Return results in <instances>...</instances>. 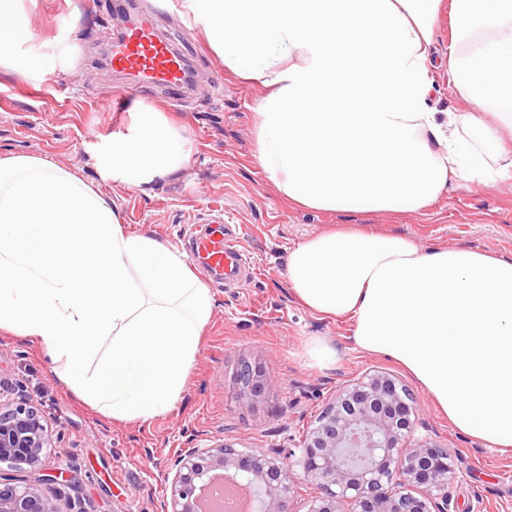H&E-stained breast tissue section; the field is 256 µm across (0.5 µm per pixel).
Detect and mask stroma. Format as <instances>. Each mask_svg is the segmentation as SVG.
I'll return each instance as SVG.
<instances>
[{"label":"stroma","mask_w":512,"mask_h":512,"mask_svg":"<svg viewBox=\"0 0 512 512\" xmlns=\"http://www.w3.org/2000/svg\"><path fill=\"white\" fill-rule=\"evenodd\" d=\"M115 2L38 0L29 16L35 33L47 39L67 32L83 54L74 74L38 86L0 70V157L51 160L116 200L129 232L180 248L201 232V218L222 210L225 220L240 225V245L253 269L245 287L236 288L196 268L216 307L175 410L146 422L103 415L57 378L37 343L0 331V400H26L51 426L52 449L42 471L76 475L74 487L59 494L62 512H161L169 460L188 442L222 441L241 451L300 445L330 394L347 380L377 371L393 375L414 398L415 436L431 437L457 457L462 475L448 487L457 512H512V449L489 447L457 430L405 370L358 350L348 321L302 308L286 276L289 251L337 224L407 236L425 248L511 258L512 180L486 188L449 183L419 213L331 214L291 207L253 158L254 106L263 87L227 74L200 29L168 12L161 0H134L131 14L152 13L158 33L199 71V87L181 103L170 102L159 88L145 96L184 125L195 150L179 177L149 193L117 187L87 162L93 137L129 119L128 113L105 109L107 95L126 82L105 64V37L117 28ZM316 339L333 353L328 366H319L309 353ZM246 361L273 380L254 400L239 396L237 375Z\"/></svg>","instance_id":"35a3bbf8"}]
</instances>
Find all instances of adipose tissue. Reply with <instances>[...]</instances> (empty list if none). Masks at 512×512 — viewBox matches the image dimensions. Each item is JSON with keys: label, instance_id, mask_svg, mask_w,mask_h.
<instances>
[{"label": "adipose tissue", "instance_id": "adipose-tissue-1", "mask_svg": "<svg viewBox=\"0 0 512 512\" xmlns=\"http://www.w3.org/2000/svg\"><path fill=\"white\" fill-rule=\"evenodd\" d=\"M441 0H183L225 71L268 87L255 159L294 206L429 208L451 181L512 175V0H450L448 70L465 112H436ZM80 46L39 39L24 0H0V69L47 83ZM194 144L155 105L89 151L113 184L147 191ZM307 309L344 318L355 346L406 370L459 431L512 448V259L351 227L288 255ZM214 297L184 252L131 234L114 201L40 156L0 158V330L37 341L57 377L117 421L170 413ZM95 370H88L89 362Z\"/></svg>", "mask_w": 512, "mask_h": 512}]
</instances>
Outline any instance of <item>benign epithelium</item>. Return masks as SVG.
<instances>
[{
	"mask_svg": "<svg viewBox=\"0 0 512 512\" xmlns=\"http://www.w3.org/2000/svg\"><path fill=\"white\" fill-rule=\"evenodd\" d=\"M238 384L243 398L265 389L260 372L247 362ZM416 425L413 400L395 378H360L328 399L298 454L290 449L283 458L224 443L179 449L163 512H198L200 491L218 473L245 481L260 503L256 512H293L297 467L320 490L308 512H450L447 487L460 477L455 457L428 437L410 439ZM51 444L52 431L36 408L24 401L0 404V464L36 469ZM0 512H60V507L58 498L36 486L5 485Z\"/></svg>",
	"mask_w": 512,
	"mask_h": 512,
	"instance_id": "1",
	"label": "benign epithelium"
}]
</instances>
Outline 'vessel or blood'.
<instances>
[{
    "mask_svg": "<svg viewBox=\"0 0 512 512\" xmlns=\"http://www.w3.org/2000/svg\"><path fill=\"white\" fill-rule=\"evenodd\" d=\"M110 65L115 72L133 75L138 88L164 89L175 103L182 98L185 64L148 18L137 20L113 39ZM189 254L194 264L229 281L240 280L246 269V253L220 217L213 219L210 232L192 239Z\"/></svg>",
    "mask_w": 512,
    "mask_h": 512,
    "instance_id": "vessel-or-blood-1",
    "label": "vessel or blood"
}]
</instances>
